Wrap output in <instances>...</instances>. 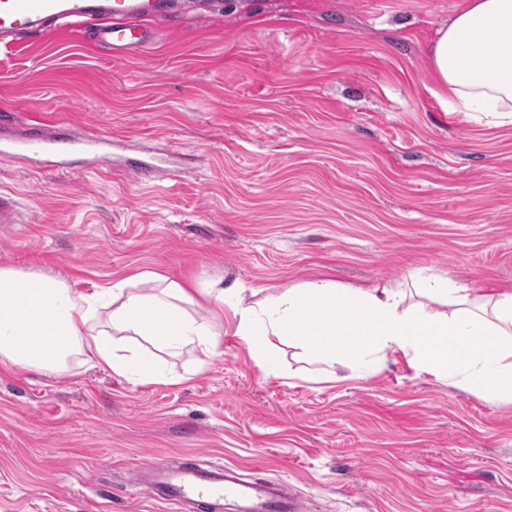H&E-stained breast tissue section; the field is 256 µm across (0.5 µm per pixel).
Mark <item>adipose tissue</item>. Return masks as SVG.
Listing matches in <instances>:
<instances>
[{"mask_svg": "<svg viewBox=\"0 0 512 512\" xmlns=\"http://www.w3.org/2000/svg\"><path fill=\"white\" fill-rule=\"evenodd\" d=\"M449 111L512 124V0H464L429 54ZM220 277L176 279L150 270L92 292L60 276L0 266V369L61 378L74 362L124 379L169 384L163 366L184 350L212 358L225 310L256 363L274 342L328 366L402 353L417 370L476 394L512 398V286L485 292L458 280L408 288H343L327 274L243 305Z\"/></svg>", "mask_w": 512, "mask_h": 512, "instance_id": "obj_1", "label": "adipose tissue"}]
</instances>
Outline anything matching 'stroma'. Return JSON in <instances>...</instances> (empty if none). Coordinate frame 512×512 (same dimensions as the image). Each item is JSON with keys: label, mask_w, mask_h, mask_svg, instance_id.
<instances>
[{"label": "stroma", "mask_w": 512, "mask_h": 512, "mask_svg": "<svg viewBox=\"0 0 512 512\" xmlns=\"http://www.w3.org/2000/svg\"><path fill=\"white\" fill-rule=\"evenodd\" d=\"M145 53L67 28L0 53V138L38 117L147 144L166 168L58 172L0 158V265L90 291L151 270L273 293L421 276L512 285V124L449 111L429 52L462 0H223ZM260 369L224 314L178 384L91 365L0 373V512H165L127 490L181 459L283 479L307 512H512V400L400 354L342 377L277 345Z\"/></svg>", "instance_id": "35a3bbf8"}]
</instances>
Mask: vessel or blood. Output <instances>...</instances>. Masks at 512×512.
<instances>
[{
    "instance_id": "1",
    "label": "vessel or blood",
    "mask_w": 512,
    "mask_h": 512,
    "mask_svg": "<svg viewBox=\"0 0 512 512\" xmlns=\"http://www.w3.org/2000/svg\"><path fill=\"white\" fill-rule=\"evenodd\" d=\"M214 10V0H0V45L43 36L74 22L93 27L92 45L123 57L153 45L158 22L207 17ZM117 143L112 135L78 134L66 127L47 132L35 121L18 147L0 145V156L55 170L75 161L86 170L118 162L142 183L161 175V167L148 162L145 150L115 158ZM128 487L179 512H306L304 498L293 487L223 464L203 468L178 459L153 461L140 468Z\"/></svg>"
}]
</instances>
